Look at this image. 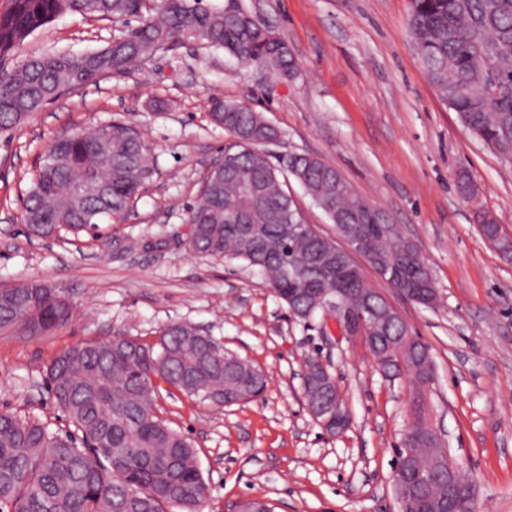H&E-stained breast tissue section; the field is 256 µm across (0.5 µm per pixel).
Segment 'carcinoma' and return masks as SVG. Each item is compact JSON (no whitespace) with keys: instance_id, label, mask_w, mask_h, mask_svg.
<instances>
[{"instance_id":"carcinoma-1","label":"carcinoma","mask_w":512,"mask_h":512,"mask_svg":"<svg viewBox=\"0 0 512 512\" xmlns=\"http://www.w3.org/2000/svg\"><path fill=\"white\" fill-rule=\"evenodd\" d=\"M11 0L0 15V57L18 49L36 30L67 13L125 21V40L104 51L81 55H30L0 73V129L19 125L54 101L63 89L76 90L109 73L124 74L151 60L155 46L189 37L222 50L239 63L264 66L288 77L295 61L288 44L251 12L228 14L203 0ZM408 26L428 77L448 106L482 141L512 159V0H413ZM211 121L233 138L231 166L207 174L198 203L190 208L186 244L212 258L244 262L273 288L302 320L313 319L319 297L336 288L343 303L379 313L383 298L360 270L346 275L322 256L313 266L306 254L336 242L308 226L289 233L290 222L274 215L296 212L280 177H293L312 202L350 239L356 228L367 256L394 266L397 278L437 299L425 260L406 254L402 240L383 232V211L358 194L328 162L292 153L273 165L261 146L278 137L263 115L234 102L212 100ZM153 175L152 149L137 127L123 121L99 124L48 147L25 202V222L41 237L61 232L95 233L134 207ZM482 234L512 251L492 217ZM69 304L36 283L0 292V330L19 328L40 335L69 321ZM405 326L394 321L364 334V343L396 375L388 360ZM419 382L434 378L431 356L421 342L398 347ZM219 405L258 396L263 372L224 350L197 327L182 323L159 332L153 343L127 337L86 341L62 350L48 369L55 404L75 428L59 435L35 420L0 411V512H198L205 482L188 438L156 414L159 384ZM415 432L411 444L425 470L431 469V429L421 394L411 399ZM465 491L448 480L425 483L419 495L448 501Z\"/></svg>"}]
</instances>
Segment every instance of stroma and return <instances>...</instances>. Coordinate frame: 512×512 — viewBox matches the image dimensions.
<instances>
[{"label":"stroma","mask_w":512,"mask_h":512,"mask_svg":"<svg viewBox=\"0 0 512 512\" xmlns=\"http://www.w3.org/2000/svg\"><path fill=\"white\" fill-rule=\"evenodd\" d=\"M238 3L288 43L293 77L190 41L0 133V287L42 282L74 310L69 323L40 336L0 333V409L68 432L47 383L62 349L114 336L151 342L167 325L191 323L266 374L258 397L229 406L159 388L158 413L196 451L207 488L200 512H233L243 498L272 501L275 512H398L392 471L409 380L386 377L360 337L331 332L319 316L294 317L242 262L186 245L188 209L231 142L209 120L211 101L239 102L278 129L279 140L264 147L270 161L289 153L324 159L424 255L435 306L387 297L432 357L427 418L477 484L473 512H512V259L477 221L490 213L512 237V162L470 133L430 82L408 29L411 0ZM124 30L64 14L0 58V72L34 53L105 48ZM112 120L138 126L154 156L134 210L98 238L30 234L23 200L47 147ZM462 170L473 197L457 189ZM309 356L341 387L351 418L342 434H328L306 409Z\"/></svg>","instance_id":"1"}]
</instances>
